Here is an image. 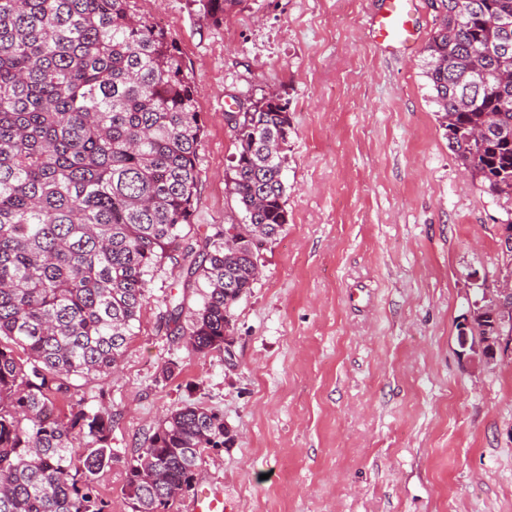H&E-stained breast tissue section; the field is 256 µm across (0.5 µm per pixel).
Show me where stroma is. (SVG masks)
I'll list each match as a JSON object with an SVG mask.
<instances>
[{
    "label": "stroma",
    "instance_id": "obj_1",
    "mask_svg": "<svg viewBox=\"0 0 512 512\" xmlns=\"http://www.w3.org/2000/svg\"><path fill=\"white\" fill-rule=\"evenodd\" d=\"M380 6L242 0L216 23L199 0H130L174 37L197 90L192 242L242 221L227 113L274 94L293 134L288 222L233 308L230 352L198 355L169 335L172 299L188 329L203 297L167 264L119 371L78 382L86 410L114 417L113 461L95 479L107 512H131L127 463L186 403L234 433L194 482L223 489L227 512H512V351L477 364L458 343L508 273L512 198L488 194L448 146L424 74L427 0L409 54L374 43Z\"/></svg>",
    "mask_w": 512,
    "mask_h": 512
}]
</instances>
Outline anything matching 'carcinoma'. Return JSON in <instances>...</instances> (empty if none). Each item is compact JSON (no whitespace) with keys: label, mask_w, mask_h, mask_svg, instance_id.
<instances>
[{"label":"carcinoma","mask_w":512,"mask_h":512,"mask_svg":"<svg viewBox=\"0 0 512 512\" xmlns=\"http://www.w3.org/2000/svg\"><path fill=\"white\" fill-rule=\"evenodd\" d=\"M242 0H203L218 20ZM424 74L448 145L512 198V0H430ZM231 193L245 212L192 243L203 122L170 34L129 0H0V512H106L112 411L61 412L72 379L110 374L165 260L208 292L189 334L224 348L260 247L288 223L287 104H239ZM224 417L169 411L126 467L132 512H169Z\"/></svg>","instance_id":"cac0c4a2"}]
</instances>
